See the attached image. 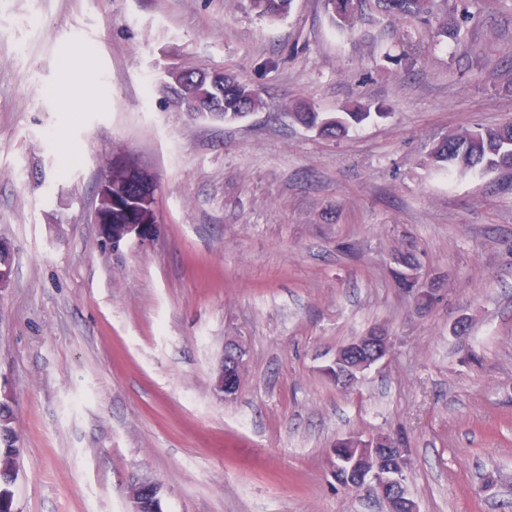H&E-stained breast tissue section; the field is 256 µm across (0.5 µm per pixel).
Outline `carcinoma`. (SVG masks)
I'll use <instances>...</instances> for the list:
<instances>
[{
	"label": "carcinoma",
	"mask_w": 512,
	"mask_h": 512,
	"mask_svg": "<svg viewBox=\"0 0 512 512\" xmlns=\"http://www.w3.org/2000/svg\"><path fill=\"white\" fill-rule=\"evenodd\" d=\"M446 3L452 13L466 20L471 0H325L335 26L352 31L359 23L380 20L384 17L409 18L429 23L442 12ZM293 0H247L250 11L269 20L286 17ZM222 96L217 99V110L202 112L200 116L224 122L241 119L263 107L258 91L248 83L224 72L205 70L185 71L174 90L188 101L200 100L214 90ZM381 117L367 108L356 106L329 115L312 110L290 112L288 117L297 123L317 131L321 136L338 138L349 129L372 116ZM422 164L428 168L459 176L501 172L512 169V122L497 127H477L443 136L424 157ZM14 413L11 405H0V473L19 467L20 454L11 446Z\"/></svg>",
	"instance_id": "carcinoma-1"
}]
</instances>
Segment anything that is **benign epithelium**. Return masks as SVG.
<instances>
[{"label":"benign epithelium","mask_w":512,"mask_h":512,"mask_svg":"<svg viewBox=\"0 0 512 512\" xmlns=\"http://www.w3.org/2000/svg\"><path fill=\"white\" fill-rule=\"evenodd\" d=\"M392 338L382 330H373L364 336H360L351 343L336 351L331 361V366H347L346 356L365 351L367 358L363 360L357 369V374H362L377 362L385 359L391 352ZM246 349L238 342H228L224 348V356L218 371V377L223 382L215 384L218 393L226 400L237 397L238 389L236 378L243 375L246 365ZM385 434L379 433L373 438L364 441L356 436H349L336 442L332 451V466L336 473V479L344 486L353 481L360 482L363 486L376 491L387 503L397 506L398 512H417V505L410 497L404 473L409 469L410 461L407 455L396 457L395 463L385 466L381 456L387 453V449L381 448L378 442L384 439ZM359 441V447L365 449L361 457L352 463H347L340 453L350 441ZM161 487L158 482L147 476H134L127 486V512H144L149 501L160 498Z\"/></svg>","instance_id":"obj_1"}]
</instances>
